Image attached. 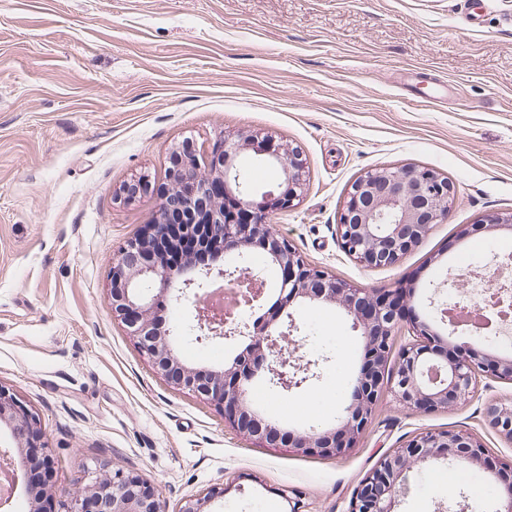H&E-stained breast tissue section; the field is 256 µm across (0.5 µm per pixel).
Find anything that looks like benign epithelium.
Instances as JSON below:
<instances>
[{"label": "benign epithelium", "instance_id": "benign-epithelium-1", "mask_svg": "<svg viewBox=\"0 0 512 512\" xmlns=\"http://www.w3.org/2000/svg\"><path fill=\"white\" fill-rule=\"evenodd\" d=\"M260 161L278 168L280 182L260 188L244 178L248 163ZM166 179L172 202L185 212L182 234L196 236L198 223L209 226L207 244L217 256L239 262L235 271L208 268L199 279L191 303L194 320L204 338L229 339L240 331L239 310L254 308L265 295V280L242 265L256 250L268 257L277 273L278 296L269 312L253 324L248 343L224 368L188 367L178 358L171 331L161 327L160 313L179 305L185 292L171 293L182 270L172 269L152 255V243L143 234L128 242L110 271L108 304L132 337L153 371L176 385L213 403L238 433L269 447L285 446L301 456L342 457L357 447L381 397L389 395L403 408L442 411L474 396L480 378L512 380V358L498 356L441 336L432 322L405 313L414 299L411 288L398 286L376 293L339 280L306 263L293 246L272 227V219L295 206L304 186L305 166L299 152L259 133L226 137L210 158L199 160L193 145L183 141L172 148ZM150 179L142 176L126 184L120 198L132 201L150 192ZM454 187L448 178L419 166L380 167L366 172L350 186L337 222V235L345 253L358 265L372 270L398 262L414 250L436 224L448 218ZM233 199L252 212L250 224L224 221V199ZM512 230V215L486 218L466 227L475 232ZM342 307L364 341L365 363L354 378L353 401L336 422L285 432L273 420L260 417L251 390L256 374L270 375L273 385L287 391L307 380L298 377L306 367L284 354L282 341L293 335L283 330L282 317L298 303ZM397 357L392 373L388 362ZM486 421L512 443V398L494 400ZM10 431L16 447L0 448V470L13 484L23 483L37 504L36 512H54V485L36 484L32 467L53 476L54 461L40 447L37 419L10 389L0 385V431ZM446 459L459 464L493 462L495 470L512 475V461L490 458L478 437L461 431L420 432L385 455L361 481L350 512H396L408 494L407 473L417 463ZM70 512H163L155 490L139 475L120 469L96 478L87 494L74 499Z\"/></svg>", "mask_w": 512, "mask_h": 512}]
</instances>
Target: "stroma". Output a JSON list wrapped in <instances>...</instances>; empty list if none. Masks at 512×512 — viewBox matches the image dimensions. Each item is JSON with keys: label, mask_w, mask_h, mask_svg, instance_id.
<instances>
[{"label": "stroma", "mask_w": 512, "mask_h": 512, "mask_svg": "<svg viewBox=\"0 0 512 512\" xmlns=\"http://www.w3.org/2000/svg\"><path fill=\"white\" fill-rule=\"evenodd\" d=\"M260 132L306 166L299 203L272 220L309 263L373 291L414 289L419 315L493 276L512 231L461 237L512 213V0H0V385L24 401L54 460L56 512L99 465L153 484L164 512L210 489L204 512H349L362 478L425 430L469 432L512 459L485 420L512 381L413 412L383 397L348 455L301 456L239 434L210 402L155 374L108 304L112 262L159 215L172 147L207 156L220 135ZM448 177L455 202L399 263L368 271L336 224L351 183L383 166ZM294 358L312 375L263 404L293 429L334 422L363 340L337 306L293 307ZM177 353L218 370L243 337L197 341L194 309L168 314ZM397 512H495L502 479L430 460Z\"/></svg>", "instance_id": "stroma-1"}]
</instances>
